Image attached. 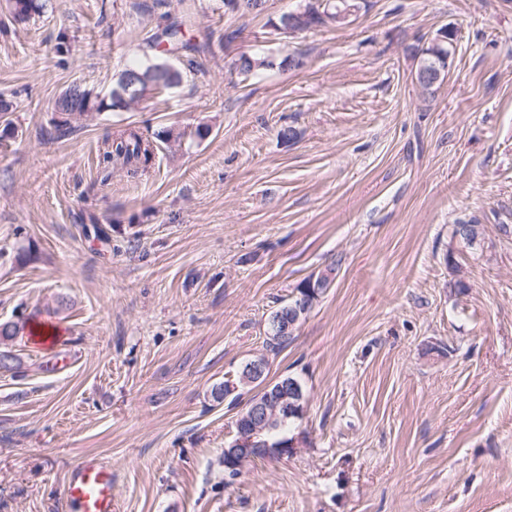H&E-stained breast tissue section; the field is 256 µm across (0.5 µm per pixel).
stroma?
Listing matches in <instances>:
<instances>
[{"label": "stroma", "instance_id": "1", "mask_svg": "<svg viewBox=\"0 0 512 512\" xmlns=\"http://www.w3.org/2000/svg\"><path fill=\"white\" fill-rule=\"evenodd\" d=\"M262 12L195 0L202 43L175 88L59 139L73 83L109 97L178 0H0V322L39 315L0 370V512H68L87 458L112 467L116 512H512V0H357L346 26L293 37ZM455 34L448 79L413 80L415 48ZM300 57L248 75L241 54ZM166 127L148 172L105 175V137ZM208 127L197 138V127ZM297 139L283 142L281 128ZM477 218L475 248L452 236ZM101 225L110 238L95 237ZM467 273L448 288V257ZM332 284L269 377H298L308 448L219 463L237 407L213 385L264 352L270 313L303 279ZM66 297L57 307V297ZM67 365L56 367L58 357Z\"/></svg>", "mask_w": 512, "mask_h": 512}]
</instances>
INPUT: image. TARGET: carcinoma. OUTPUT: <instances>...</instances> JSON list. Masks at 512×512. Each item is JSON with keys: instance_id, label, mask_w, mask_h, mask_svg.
Listing matches in <instances>:
<instances>
[{"instance_id": "obj_1", "label": "carcinoma", "mask_w": 512, "mask_h": 512, "mask_svg": "<svg viewBox=\"0 0 512 512\" xmlns=\"http://www.w3.org/2000/svg\"><path fill=\"white\" fill-rule=\"evenodd\" d=\"M224 5L229 9L243 14L258 12L262 10L263 0H224ZM45 4L43 0H11L12 14L16 21L26 22L43 13ZM195 20L194 6L182 4L180 16L169 22L161 32L153 35L149 42L151 48L161 52L163 55L184 54L186 59L181 61V66L169 69L165 61L160 60L152 65H132L124 69L137 75L139 90L143 93L160 87L172 88L180 85L184 74L194 71V60L189 53L197 51V47L185 39L184 28L193 24ZM336 22V12L330 7V0H306L303 8L294 12L284 13L277 22L272 24L276 34L288 37L308 31L314 27ZM453 35L435 46L433 44L420 50V66L436 64L442 68L448 67V59L454 52ZM274 66L273 61L266 57L254 58L245 54L240 55L234 61L236 70L242 73H250L261 68ZM92 104L96 110L104 108H122L124 101L116 92H111L110 102L94 96L92 91L75 83L68 87L66 94L56 100L60 105L62 113L67 114L75 109H81L87 104ZM155 146L145 139L137 130L126 128L119 130L104 140V146L100 153V163L109 167H120L132 176L147 171L154 158ZM486 234L485 225L476 219L461 221L454 225L452 235L460 244L472 248L480 242ZM448 266L455 272V278L448 283V287L456 294H465L471 288L468 277L461 271V266L456 263L453 254H448ZM313 282L319 286V294H324L330 286V279L321 275L315 279L309 277L300 282L295 288L293 296L288 303H296L302 299L307 284ZM29 322L27 317H19L14 321L0 323V343L13 340L21 335ZM238 385V391L233 394L230 404H239V399L245 393H253L251 399H263L267 396L264 390H253L251 386L241 384L240 374L233 378L213 386L212 396L216 400L224 399L228 393L230 383ZM297 420L293 415L284 422L265 429L255 439V451L253 457L265 458L275 455V448L292 439L287 434L289 426Z\"/></svg>"}]
</instances>
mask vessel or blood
<instances>
[{"instance_id": "1", "label": "vessel or blood", "mask_w": 512, "mask_h": 512, "mask_svg": "<svg viewBox=\"0 0 512 512\" xmlns=\"http://www.w3.org/2000/svg\"><path fill=\"white\" fill-rule=\"evenodd\" d=\"M65 497L71 512H114L111 466L85 460L69 478Z\"/></svg>"}]
</instances>
